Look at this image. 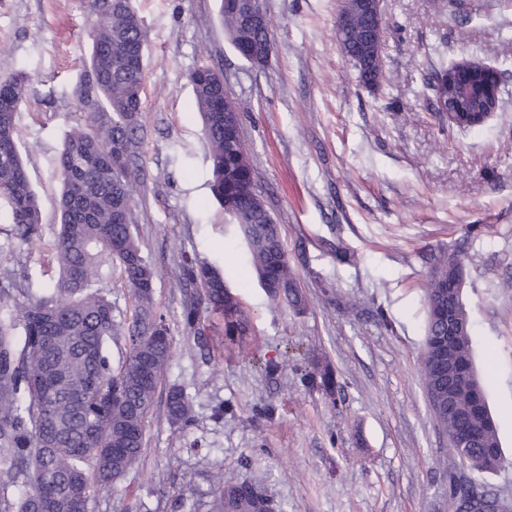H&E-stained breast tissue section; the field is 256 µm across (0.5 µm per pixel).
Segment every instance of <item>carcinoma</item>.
Segmentation results:
<instances>
[{
	"mask_svg": "<svg viewBox=\"0 0 512 512\" xmlns=\"http://www.w3.org/2000/svg\"><path fill=\"white\" fill-rule=\"evenodd\" d=\"M92 51L86 74L97 77L87 93L85 77L72 90L83 123L65 137L58 159L60 230L53 245L59 278L41 297L17 276L20 255L42 238L41 212L16 142V114L29 94L25 74L0 58V208L9 226L0 243V512H80L110 490L142 460L146 422L173 353V337L153 309L156 270L141 255L131 231L137 187L134 171L112 173L114 153L133 163L139 156L146 33L131 0H89ZM351 15L337 31L342 49L360 67L363 83L377 87L381 56L370 48L379 37L364 0H351ZM231 45L254 64L265 57L250 49H275L269 29L244 24L237 0H220ZM212 158V192L248 246L247 262L268 295L292 308L303 304L278 227L256 188L247 147L224 113L237 110L224 82L207 64L189 77ZM117 265L135 301V317L122 330L112 315L103 282ZM466 276L459 253L434 258L426 289L427 336L421 355L431 409L448 435L451 451L477 471L503 462L494 418L474 364L471 318L462 300ZM203 290L204 302L183 309L185 330L195 332L206 311L224 313L231 344L250 320L224 280L203 262L184 261L177 287ZM22 334H16L17 329ZM124 342L112 365V344ZM62 376L82 391L76 398L55 388ZM170 423L190 425L192 401L177 387L165 398ZM215 512H275L268 489L216 473ZM455 512H505L507 505L473 485L450 484Z\"/></svg>",
	"mask_w": 512,
	"mask_h": 512,
	"instance_id": "carcinoma-1",
	"label": "carcinoma"
}]
</instances>
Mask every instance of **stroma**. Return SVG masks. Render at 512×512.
I'll return each mask as SVG.
<instances>
[{"instance_id":"obj_1","label":"stroma","mask_w":512,"mask_h":512,"mask_svg":"<svg viewBox=\"0 0 512 512\" xmlns=\"http://www.w3.org/2000/svg\"><path fill=\"white\" fill-rule=\"evenodd\" d=\"M275 49L254 66L229 44L218 0H133L147 35L140 182L133 232L157 270L154 307L174 339L160 393L178 387L194 421L156 405L142 462L89 512H210L216 470L267 487L284 512H454L451 479L512 507V0H382L378 88L336 38L341 0H262ZM87 0H0V55L27 73L18 145L37 193L40 245L30 291L53 288L57 161L83 120L71 90L89 61ZM462 60L501 74L496 112L472 129L432 112L434 69ZM208 63L243 114L257 189L278 224L305 304L272 301L225 223L189 75ZM462 252L479 376L505 456L479 472L448 449L420 356L435 255ZM208 262L251 316L246 345L281 362L267 374L224 346V317L184 329L183 256ZM331 370L334 394L305 370ZM271 403L273 417L258 416Z\"/></svg>"}]
</instances>
